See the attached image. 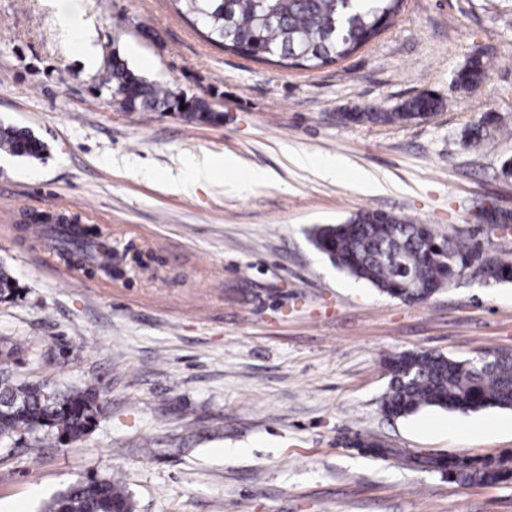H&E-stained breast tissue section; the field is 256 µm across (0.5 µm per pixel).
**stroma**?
<instances>
[{
    "label": "stroma",
    "instance_id": "obj_1",
    "mask_svg": "<svg viewBox=\"0 0 512 512\" xmlns=\"http://www.w3.org/2000/svg\"><path fill=\"white\" fill-rule=\"evenodd\" d=\"M97 62L54 24V0H0V123L42 158L0 152V264L18 281L0 337L18 377L95 389L80 441L0 447V512H41L76 481L121 477L135 512H512V479L462 485L418 464L460 454L512 461V410L381 411L386 357L512 352V283L469 268L431 298L383 295L317 251L310 231L362 209L512 258V0H405L359 52L313 70L257 63L205 41L166 0H74ZM120 56L149 80L208 99L218 124L106 104ZM481 58L487 79L457 75ZM421 93L432 117L360 124ZM499 129L466 146L485 114ZM240 169L180 190L186 161ZM343 170L326 176L322 162ZM266 171L258 184L243 171ZM60 214L122 255L105 278L72 266L23 214ZM391 450L375 456L355 439ZM487 78V70L483 61L472 58L469 63L458 74L460 85L468 90H474L481 86ZM45 150V143L29 130L0 124V151L16 157L40 158Z\"/></svg>",
    "mask_w": 512,
    "mask_h": 512
}]
</instances>
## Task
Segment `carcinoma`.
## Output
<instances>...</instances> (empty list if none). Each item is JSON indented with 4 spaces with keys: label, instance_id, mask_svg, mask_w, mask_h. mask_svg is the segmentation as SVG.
I'll use <instances>...</instances> for the list:
<instances>
[{
    "label": "carcinoma",
    "instance_id": "obj_1",
    "mask_svg": "<svg viewBox=\"0 0 512 512\" xmlns=\"http://www.w3.org/2000/svg\"><path fill=\"white\" fill-rule=\"evenodd\" d=\"M173 10L203 37L226 52L286 69H314L335 64L374 40L398 17L403 0H168ZM487 78L483 61L472 58L458 74L468 90ZM107 84L121 96L124 107L139 112H162L176 107L177 93L132 70L120 57L110 63ZM434 96L413 97L391 112H363L354 121L400 124L423 112H437ZM188 122L216 123L223 118L202 97L181 113ZM495 123L492 116L469 133V144L483 140ZM45 143L29 130L0 124V151L39 158ZM64 253L112 275V257L103 255L96 232L60 223L57 230ZM315 248L350 276L364 280L381 293L408 302L428 299L455 281L468 262L482 260L492 283L512 282V259L482 257L477 245L439 238L426 224L407 217L363 209L340 224H321L311 231ZM17 294V282L0 266V296ZM389 386L382 411L391 418L411 416L426 407L462 413L486 407L512 410V353L495 351L490 364L457 360L443 353L411 350L386 362ZM0 399L15 403L0 412V444L26 439L40 447L41 435L79 441L100 416L96 393L60 391L42 380L17 379L11 365H0ZM422 464L467 485L494 484L512 477L502 458L465 455L428 458ZM134 512L122 481L102 478L76 482L54 496L45 512Z\"/></svg>",
    "mask_w": 512,
    "mask_h": 512
}]
</instances>
